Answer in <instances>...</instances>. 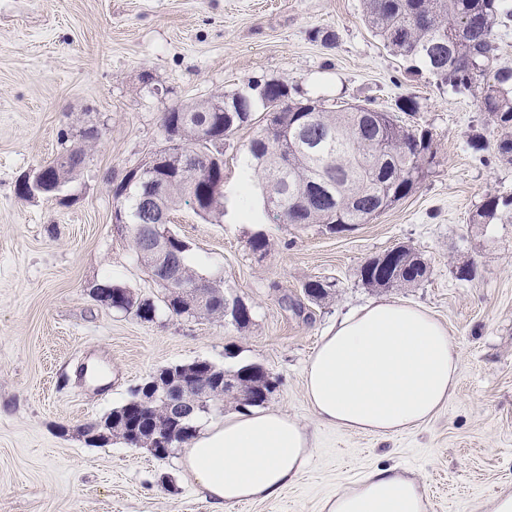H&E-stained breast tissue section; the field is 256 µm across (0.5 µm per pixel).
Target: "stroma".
Returning a JSON list of instances; mask_svg holds the SVG:
<instances>
[{"label": "stroma", "instance_id": "stroma-1", "mask_svg": "<svg viewBox=\"0 0 512 512\" xmlns=\"http://www.w3.org/2000/svg\"><path fill=\"white\" fill-rule=\"evenodd\" d=\"M335 34L324 44L316 32ZM374 36L362 0H0V512H216L181 469L119 441L85 443L81 427L130 398L158 367L207 360L258 364L278 380L268 408L314 439L296 484L223 512H321L325 498L383 465L425 485L427 512H491L512 488V223L475 224L486 197H512V162L472 93L441 84ZM277 80L297 99L367 104L433 135L434 164L405 198L344 234L270 220L259 187L244 190L248 146L265 125L224 143V213L170 214L194 270L253 307L243 330L178 317L113 222V184L165 143V109ZM413 98L415 114L399 111ZM100 138L62 190L26 199L20 175ZM268 239L265 253L247 244ZM405 245L428 264L405 288H374L362 265ZM474 267L472 280L459 268ZM315 277L336 288L318 304ZM109 281L157 306L153 321L101 306ZM389 296L426 307L462 351L454 397L418 428L387 440L322 426L303 367L328 327ZM334 281L326 279H311L303 284L304 296L311 303H321L332 295V288H335Z\"/></svg>", "mask_w": 512, "mask_h": 512}]
</instances>
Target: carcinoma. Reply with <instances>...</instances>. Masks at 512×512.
Wrapping results in <instances>:
<instances>
[{"instance_id": "1", "label": "carcinoma", "mask_w": 512, "mask_h": 512, "mask_svg": "<svg viewBox=\"0 0 512 512\" xmlns=\"http://www.w3.org/2000/svg\"><path fill=\"white\" fill-rule=\"evenodd\" d=\"M364 17L378 39L395 54L410 62V70H426L440 82L472 93L480 111L500 130L494 151L512 161V68L497 67L494 29L506 0H363ZM281 102L282 111L271 117L249 145V154L258 167L261 194L275 193V201L265 203L267 213L278 224H319L330 233L336 227L364 224L378 209H386L406 197L420 180L423 169L433 162L432 134L426 129L404 128L388 112H375L358 129L350 130L353 112H370L365 105H347L334 110L313 102L287 98L281 82H256L249 90L233 94L228 102L238 112H212L211 100L197 102L188 112H166L163 130L175 135L182 150L189 151L207 126H212L210 146L224 150V140L253 121V112L266 103ZM85 158L82 147L65 151L51 163L54 179L64 186ZM190 176L208 182L212 191L207 207L215 214L223 208L224 184L207 174L203 161L194 162ZM183 182L167 183L161 203L171 211L187 199ZM148 200L143 189L131 188L117 201L127 214L125 228L132 247H137L135 225L142 223ZM494 220L512 222V198L490 196L472 216L474 224ZM172 259L184 284L202 280L189 264L188 245L172 234ZM427 272L423 260L404 246L391 260L374 258L361 267L365 284L378 288H399L421 280ZM335 283L311 279L303 284L304 296L318 304L332 295ZM126 311L143 321L156 316L151 300L140 299L121 288ZM233 295L214 281L210 299L193 313L195 317L219 318L238 329L247 327L252 314L235 319L224 312V302ZM168 311L182 316L185 303L178 288L165 289ZM265 370L256 364L225 370L224 378L237 385L260 383Z\"/></svg>"}]
</instances>
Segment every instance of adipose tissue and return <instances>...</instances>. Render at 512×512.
Returning a JSON list of instances; mask_svg holds the SVG:
<instances>
[{
	"instance_id": "ef3b65f1",
	"label": "adipose tissue",
	"mask_w": 512,
	"mask_h": 512,
	"mask_svg": "<svg viewBox=\"0 0 512 512\" xmlns=\"http://www.w3.org/2000/svg\"><path fill=\"white\" fill-rule=\"evenodd\" d=\"M462 352L428 311L381 299L322 337L304 372L305 397L326 426L388 438L413 430L455 395ZM313 438L279 411L251 408L209 426L183 466L217 512L297 482ZM426 490L397 466L365 473L326 498L322 512H426Z\"/></svg>"
}]
</instances>
